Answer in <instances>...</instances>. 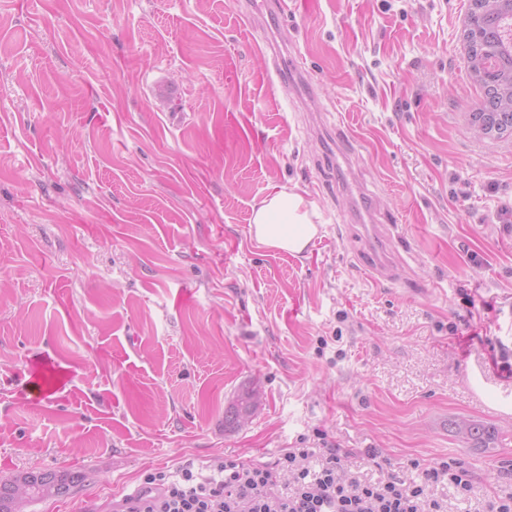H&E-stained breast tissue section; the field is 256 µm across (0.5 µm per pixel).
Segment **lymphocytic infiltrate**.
<instances>
[{
	"label": "lymphocytic infiltrate",
	"mask_w": 512,
	"mask_h": 512,
	"mask_svg": "<svg viewBox=\"0 0 512 512\" xmlns=\"http://www.w3.org/2000/svg\"><path fill=\"white\" fill-rule=\"evenodd\" d=\"M440 484L464 497L474 491L471 472L453 459L434 462L418 483L391 476L366 484L345 475L338 449L292 448L271 465L216 457L201 470L188 463L149 473L122 503L123 512H445L430 493Z\"/></svg>",
	"instance_id": "lymphocytic-infiltrate-1"
}]
</instances>
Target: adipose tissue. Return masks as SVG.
<instances>
[{
  "label": "adipose tissue",
  "instance_id": "1",
  "mask_svg": "<svg viewBox=\"0 0 512 512\" xmlns=\"http://www.w3.org/2000/svg\"><path fill=\"white\" fill-rule=\"evenodd\" d=\"M252 223L260 245L291 254L303 252L319 232L303 196L285 189L272 192L255 208Z\"/></svg>",
  "mask_w": 512,
  "mask_h": 512
}]
</instances>
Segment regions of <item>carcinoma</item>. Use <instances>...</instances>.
<instances>
[{"mask_svg":"<svg viewBox=\"0 0 512 512\" xmlns=\"http://www.w3.org/2000/svg\"><path fill=\"white\" fill-rule=\"evenodd\" d=\"M505 18L499 0H487L470 8L464 34L467 68L484 89V100L472 114V122L492 136L512 133V45L495 35ZM488 59L494 62L491 76L482 71V64ZM255 397V393L248 392L240 398L231 416L232 423L239 425L247 420ZM452 428L478 448H487L498 440V429L482 423L459 421L452 423ZM82 479L80 473L29 471L21 478L1 481L0 512H23V507L33 500L62 497Z\"/></svg>","mask_w":512,"mask_h":512,"instance_id":"cac0c4a2","label":"carcinoma"}]
</instances>
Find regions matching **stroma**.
I'll return each mask as SVG.
<instances>
[{"label":"stroma","instance_id":"obj_1","mask_svg":"<svg viewBox=\"0 0 512 512\" xmlns=\"http://www.w3.org/2000/svg\"><path fill=\"white\" fill-rule=\"evenodd\" d=\"M242 2L0 0V481L82 472L26 512H85L321 433L364 482L462 462L471 498L434 495L474 512L512 492V134L471 123V2L288 0L283 85ZM275 185L317 214L300 255L252 236ZM358 206L395 278L358 262ZM452 428L456 434L473 443L476 448H490L489 445L498 440V429L482 423L459 421L452 423Z\"/></svg>","mask_w":512,"mask_h":512}]
</instances>
